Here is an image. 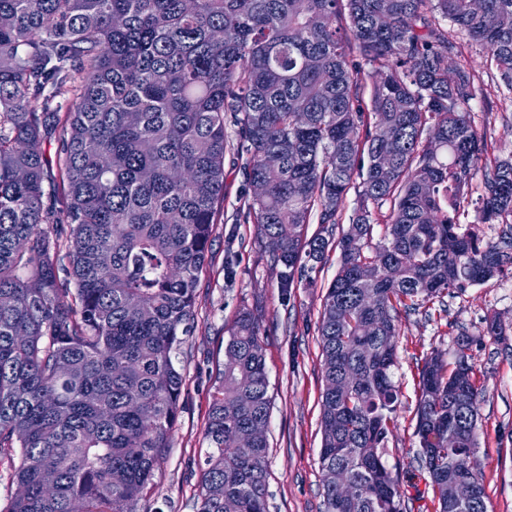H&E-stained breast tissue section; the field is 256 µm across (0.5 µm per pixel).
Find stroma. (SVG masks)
<instances>
[{"label": "stroma", "instance_id": "stroma-1", "mask_svg": "<svg viewBox=\"0 0 512 512\" xmlns=\"http://www.w3.org/2000/svg\"><path fill=\"white\" fill-rule=\"evenodd\" d=\"M458 52L449 65L474 68L471 106L486 134L484 161L512 150V87L482 44L449 26ZM245 193L243 161L224 157V204L218 211L208 259L199 274L192 329L179 355L183 373L173 439L155 474V512H198L205 429L213 385L224 364V340L240 310L260 325L272 406L267 430L268 512H325L319 455L322 444V350L319 315L336 274L338 251L306 263L293 288L281 291L279 266L259 246L255 227L236 221ZM512 329V264L489 280L453 289L440 302L401 314L395 428L384 460L402 491V512H435L429 477L418 460L415 435L419 372L432 350L452 353L457 336L471 340L469 355L480 392L475 458L483 474L487 512H512V332L498 341L487 321Z\"/></svg>", "mask_w": 512, "mask_h": 512}]
</instances>
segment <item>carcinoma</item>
Returning a JSON list of instances; mask_svg holds the SVG:
<instances>
[{
  "label": "carcinoma",
  "mask_w": 512,
  "mask_h": 512,
  "mask_svg": "<svg viewBox=\"0 0 512 512\" xmlns=\"http://www.w3.org/2000/svg\"><path fill=\"white\" fill-rule=\"evenodd\" d=\"M507 17L512 0H0V453L18 450L26 489L7 512H70L76 499L84 512H148L231 150L245 156L247 184L263 185L243 220L283 267L281 289L339 251L319 320L326 512H401L381 454L400 312L504 263L455 219L486 139L474 75L448 66L444 22L488 48L512 86ZM353 54L372 66L368 103ZM55 168L59 210L43 200ZM483 186L479 223L512 215L511 156L485 166ZM352 190L357 207L336 239L328 225ZM314 217L322 232L308 240ZM64 223L73 289L59 278ZM372 262L378 275L360 280ZM259 335L244 309L224 340L198 512H267V437L238 443L270 418ZM470 344L457 338L451 359L431 352L420 373L415 434L437 512H486ZM351 372L357 381L336 394ZM450 477L476 496L449 505Z\"/></svg>",
  "instance_id": "carcinoma-1"
}]
</instances>
